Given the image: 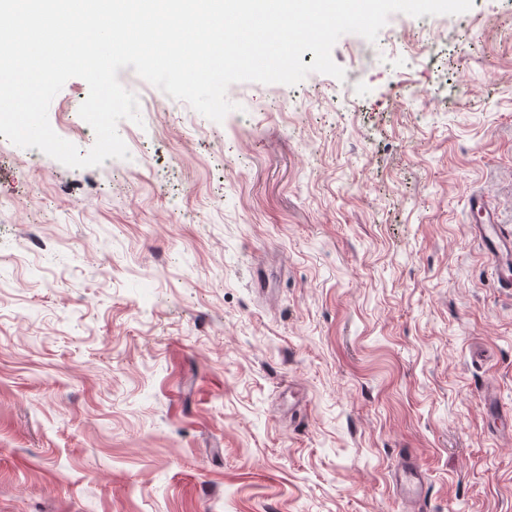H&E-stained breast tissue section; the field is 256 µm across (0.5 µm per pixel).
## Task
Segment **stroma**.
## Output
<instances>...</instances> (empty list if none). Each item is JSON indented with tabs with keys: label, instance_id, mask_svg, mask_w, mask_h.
<instances>
[{
	"label": "stroma",
	"instance_id": "35a3bbf8",
	"mask_svg": "<svg viewBox=\"0 0 512 512\" xmlns=\"http://www.w3.org/2000/svg\"><path fill=\"white\" fill-rule=\"evenodd\" d=\"M214 122L120 69L129 159L0 136V512H512V0L341 36ZM87 83L52 100L87 152ZM262 273L265 286L253 285ZM471 211L473 215L478 216L476 224L472 225L475 235L492 257L501 287L512 288V269L498 264L499 255L512 248L511 238L500 235L499 225L495 224L494 213L482 200L476 198ZM394 481L399 489V499L405 504H414L415 507L408 508L412 512H425L422 509L427 489L424 476L415 456L406 453L397 462L394 472Z\"/></svg>",
	"mask_w": 512,
	"mask_h": 512
}]
</instances>
